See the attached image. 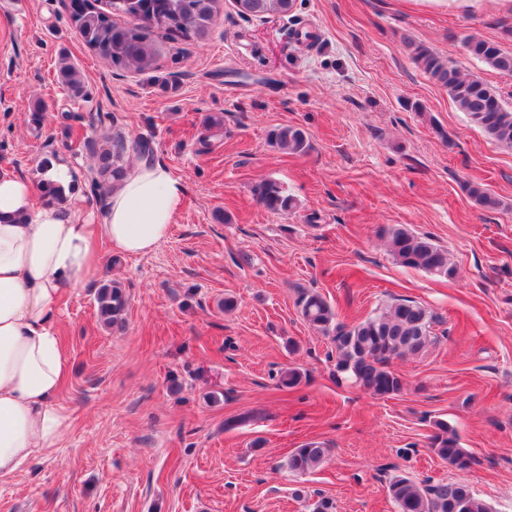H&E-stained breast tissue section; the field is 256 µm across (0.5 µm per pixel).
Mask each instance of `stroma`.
Masks as SVG:
<instances>
[{
	"mask_svg": "<svg viewBox=\"0 0 512 512\" xmlns=\"http://www.w3.org/2000/svg\"><path fill=\"white\" fill-rule=\"evenodd\" d=\"M297 21L314 46L290 38ZM469 35L512 52V0H296L291 17L262 20L224 0L205 37L156 38L144 74L86 47L61 0H0V172L37 181L53 151L85 186L94 159L62 149L57 116L107 112L127 159L149 143L186 187L153 253L102 255V280L129 296L123 327L99 323L94 288L66 292L67 429L0 479V512H312L323 497L335 512H397L387 484L399 473L465 482L492 512H512V149L412 59L425 45L512 103V76L468 57ZM63 52L87 99L60 87ZM214 112L224 128L209 137ZM285 124L306 132L307 153L271 145ZM268 180L294 209L259 203ZM470 184L499 207H477ZM391 227L447 249L456 277L396 264ZM304 291L348 323L396 298L432 312L426 351L391 363L400 393L336 381L333 344L301 316ZM290 368L302 374L292 388L280 383ZM251 411L260 419L240 422ZM440 419L478 465L430 451ZM309 441L324 462L291 472Z\"/></svg>",
	"mask_w": 512,
	"mask_h": 512,
	"instance_id": "stroma-1",
	"label": "stroma"
}]
</instances>
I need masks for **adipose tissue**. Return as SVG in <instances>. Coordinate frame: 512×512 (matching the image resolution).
I'll return each mask as SVG.
<instances>
[{"label":"adipose tissue","instance_id":"1","mask_svg":"<svg viewBox=\"0 0 512 512\" xmlns=\"http://www.w3.org/2000/svg\"><path fill=\"white\" fill-rule=\"evenodd\" d=\"M185 192L164 163L144 162L88 224L77 204L36 203L27 179L0 176V478L54 447L65 427L62 294L95 283L100 244L129 255L153 252L169 237Z\"/></svg>","mask_w":512,"mask_h":512}]
</instances>
